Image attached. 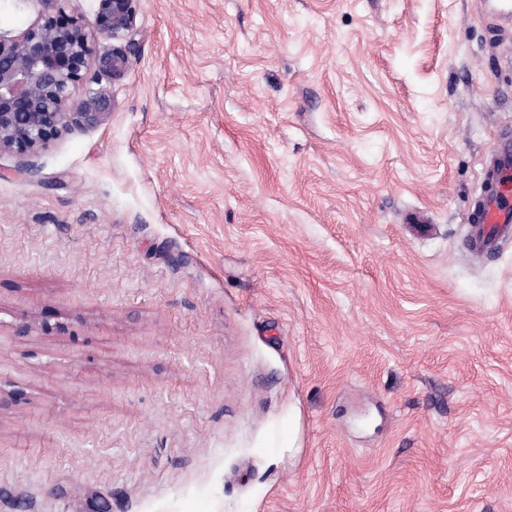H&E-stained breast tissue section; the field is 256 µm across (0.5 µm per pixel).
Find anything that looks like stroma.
<instances>
[{
    "label": "stroma",
    "mask_w": 512,
    "mask_h": 512,
    "mask_svg": "<svg viewBox=\"0 0 512 512\" xmlns=\"http://www.w3.org/2000/svg\"><path fill=\"white\" fill-rule=\"evenodd\" d=\"M129 58L0 154V512H512V238L469 246L512 24L139 0Z\"/></svg>",
    "instance_id": "stroma-1"
}]
</instances>
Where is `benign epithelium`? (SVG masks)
Wrapping results in <instances>:
<instances>
[{
  "label": "benign epithelium",
  "mask_w": 512,
  "mask_h": 512,
  "mask_svg": "<svg viewBox=\"0 0 512 512\" xmlns=\"http://www.w3.org/2000/svg\"><path fill=\"white\" fill-rule=\"evenodd\" d=\"M137 2L98 0L90 25L58 10L18 36L0 33V153L30 158L74 128L107 120V90L80 100L73 91L92 65L113 81L125 76ZM96 33L114 41L111 51L96 54Z\"/></svg>",
  "instance_id": "obj_1"
}]
</instances>
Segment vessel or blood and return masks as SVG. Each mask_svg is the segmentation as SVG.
I'll return each mask as SVG.
<instances>
[{"mask_svg":"<svg viewBox=\"0 0 512 512\" xmlns=\"http://www.w3.org/2000/svg\"><path fill=\"white\" fill-rule=\"evenodd\" d=\"M470 247L485 253L512 233V135H501L482 172L479 201L470 215Z\"/></svg>","mask_w":512,"mask_h":512,"instance_id":"1","label":"vessel or blood"}]
</instances>
